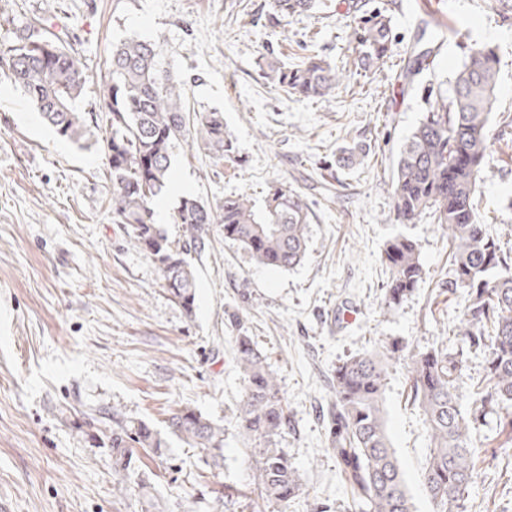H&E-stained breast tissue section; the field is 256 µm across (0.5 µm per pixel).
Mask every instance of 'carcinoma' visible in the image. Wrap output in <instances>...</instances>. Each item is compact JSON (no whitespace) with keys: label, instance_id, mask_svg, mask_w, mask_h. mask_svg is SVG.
<instances>
[{"label":"carcinoma","instance_id":"1","mask_svg":"<svg viewBox=\"0 0 512 512\" xmlns=\"http://www.w3.org/2000/svg\"><path fill=\"white\" fill-rule=\"evenodd\" d=\"M315 5V0H269L277 19L308 13ZM424 36L422 27L406 51L407 63L395 75L404 86L440 54L441 44ZM391 42L390 20L383 12L354 17L356 70L366 76L381 70ZM159 54L157 43L134 38L112 47L109 66L100 76L99 104L108 114L110 131L100 138L96 127L76 111L87 83L81 58L59 41L33 33L0 49L9 79L23 89L46 123L81 146L100 145L112 184V220L123 226L134 248L157 263L163 287L190 315L196 282L188 256L204 248L210 225H220L224 238L240 245L257 265L290 270L307 256L310 211L302 195L284 185L271 188L260 209L245 194L226 196L215 209L184 196L172 223L182 226L185 243L171 246L166 230L155 221L153 204L170 182L176 142L191 140L219 160L234 154L236 146L224 131L221 113L190 112L188 78L160 68ZM262 70L272 84L308 99L330 95L345 78L335 64L319 56L288 68L270 53ZM497 82L495 50L470 49L456 74L453 99L441 94L429 102L393 166L396 221L413 224L428 214L448 231L449 284L468 296L457 349L418 351L411 355L408 370L410 396L428 423L430 452L421 483L435 512H461L479 454L471 435L487 416H496V427L504 436L498 448L512 450V249H503L476 216V187L485 166ZM382 262L390 275L381 308L392 311L426 275L420 245L407 236H395L387 241ZM231 323L237 326L235 357L243 377L236 425L254 445V483L270 503L286 508L302 491L296 468L279 447L291 426L287 406L277 378L240 328L237 315ZM406 348L397 338H379L373 349L336 364L332 374L335 399L323 413L325 444L344 476L351 507L359 512H412L383 415L389 369ZM473 348L486 352L485 374L464 410L456 384ZM98 416L112 423L108 440L113 468L119 472L131 468L134 449L157 453L166 447L161 433L142 421L125 420L105 409ZM168 429L198 449L210 469L224 467V425L184 408L169 419ZM115 490L154 507L143 480L120 482Z\"/></svg>","mask_w":512,"mask_h":512}]
</instances>
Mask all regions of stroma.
Returning <instances> with one entry per match:
<instances>
[{
  "label": "stroma",
  "mask_w": 512,
  "mask_h": 512,
  "mask_svg": "<svg viewBox=\"0 0 512 512\" xmlns=\"http://www.w3.org/2000/svg\"><path fill=\"white\" fill-rule=\"evenodd\" d=\"M391 19L382 72L351 70L350 24L357 9ZM433 17L445 44L433 68L409 89L393 79L421 18ZM88 66L79 111L99 112V74L113 44L157 42L164 69L189 76L187 102L224 115L240 159L214 158L184 142L173 150L171 186L155 204L173 246L180 197L216 205L247 194L262 204L282 184L311 208L305 260L289 271L258 266L211 226L192 254L193 313L161 284L153 259L133 248L112 220L109 174L96 146L79 147L46 124L0 62V512H143L115 496L118 477L102 425L91 411H116L166 432L190 407L224 424V468L212 475L198 449L169 438L164 454L138 452L128 481L148 480L158 512H277L252 482L254 460L236 426L243 386L231 314L277 377L291 428L281 442L305 487L287 512H348L320 411L332 396L336 363L397 337L409 351L455 349L466 293L448 288V236L429 219L397 223L390 194L399 148L430 93H451L470 48L499 57L489 146L477 193L478 216L512 248V0H317L305 14L270 21L269 0H0V47L31 21ZM288 66L318 55L346 68L322 100L268 83L262 56ZM420 245L427 276L398 309L381 310L388 239ZM391 444L413 512H433L421 485L427 424L409 397L405 362L384 395ZM494 417L474 430L483 451L464 512H512V458L493 457Z\"/></svg>",
  "instance_id": "1"
}]
</instances>
